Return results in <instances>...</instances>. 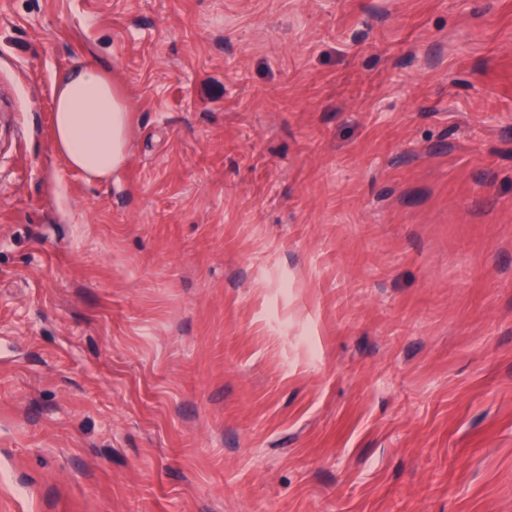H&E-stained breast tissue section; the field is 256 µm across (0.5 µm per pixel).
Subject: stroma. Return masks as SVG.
I'll return each mask as SVG.
<instances>
[{"instance_id":"obj_1","label":"stroma","mask_w":512,"mask_h":512,"mask_svg":"<svg viewBox=\"0 0 512 512\" xmlns=\"http://www.w3.org/2000/svg\"><path fill=\"white\" fill-rule=\"evenodd\" d=\"M0 512H512V0H0ZM129 112L101 66L61 73L54 100V143L67 164L89 180L103 181L125 162Z\"/></svg>"}]
</instances>
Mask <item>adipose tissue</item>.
<instances>
[{"label":"adipose tissue","instance_id":"adipose-tissue-1","mask_svg":"<svg viewBox=\"0 0 512 512\" xmlns=\"http://www.w3.org/2000/svg\"><path fill=\"white\" fill-rule=\"evenodd\" d=\"M129 112L108 71L77 66L61 73L54 100V143L89 180L111 177L128 153Z\"/></svg>","mask_w":512,"mask_h":512}]
</instances>
